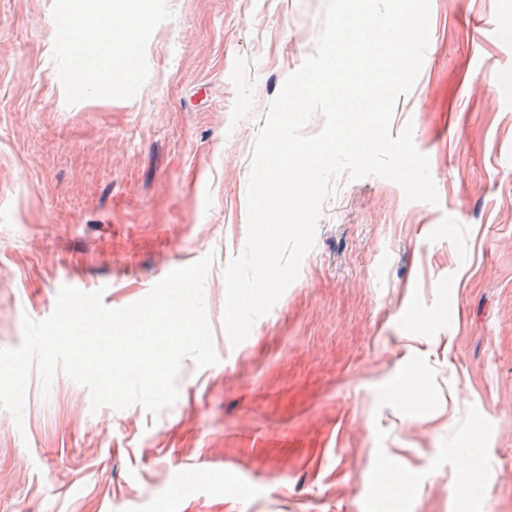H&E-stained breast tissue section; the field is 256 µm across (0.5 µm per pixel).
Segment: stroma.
I'll list each match as a JSON object with an SVG mask.
<instances>
[{"instance_id":"35a3bbf8","label":"stroma","mask_w":512,"mask_h":512,"mask_svg":"<svg viewBox=\"0 0 512 512\" xmlns=\"http://www.w3.org/2000/svg\"><path fill=\"white\" fill-rule=\"evenodd\" d=\"M430 5L391 131L412 124L438 204L338 178L234 347L254 143L321 0H142L132 73L90 89L58 28L107 0H0V348L62 287L123 308L210 254L221 358L185 359L155 416L31 373L22 420L0 409V512H512V0ZM416 370L425 402L394 399Z\"/></svg>"}]
</instances>
